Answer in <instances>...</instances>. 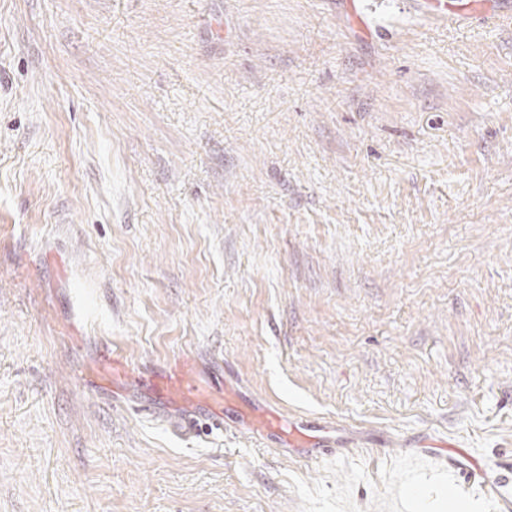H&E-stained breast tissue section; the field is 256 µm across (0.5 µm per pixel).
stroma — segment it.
Wrapping results in <instances>:
<instances>
[{
  "label": "stroma",
  "instance_id": "35a3bbf8",
  "mask_svg": "<svg viewBox=\"0 0 512 512\" xmlns=\"http://www.w3.org/2000/svg\"><path fill=\"white\" fill-rule=\"evenodd\" d=\"M446 2L0 0V512H498L405 451L512 457V0Z\"/></svg>",
  "mask_w": 512,
  "mask_h": 512
}]
</instances>
